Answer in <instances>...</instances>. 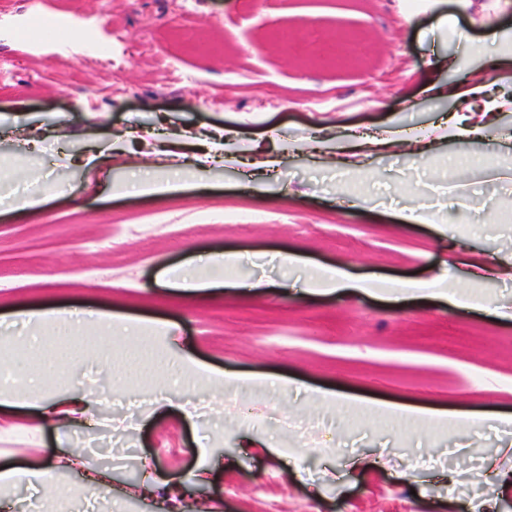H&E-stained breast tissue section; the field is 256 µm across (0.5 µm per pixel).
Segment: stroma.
Wrapping results in <instances>:
<instances>
[{
	"label": "stroma",
	"mask_w": 512,
	"mask_h": 512,
	"mask_svg": "<svg viewBox=\"0 0 512 512\" xmlns=\"http://www.w3.org/2000/svg\"><path fill=\"white\" fill-rule=\"evenodd\" d=\"M32 0H0V171L34 208L0 211V317L21 308L90 304L144 322L167 320L161 353L253 380L218 399L195 389V418L153 409L169 385L118 340L112 363L84 354L82 392L109 390L93 425L70 444L112 466L126 512H152L137 493L145 470L188 477L198 448L219 478L188 486L187 502L214 512H512V486L487 480L512 467V320L438 298L302 295L285 267L259 252L364 278L420 281L450 270L454 288L512 309L511 280H475L454 264L450 241L512 256V80L496 62L512 31V0H41L62 21L56 36L26 35ZM193 39H186L183 27ZM358 59L325 57L340 37ZM121 69L105 77L98 52ZM178 75L159 71L162 57ZM479 81L501 109L483 141L462 146L441 123L458 114L432 82ZM420 134L423 155L402 147L362 159L356 173L322 165L316 143ZM222 137L224 158L172 194L120 196L140 164L179 165ZM41 148L27 150L26 140ZM106 150L96 168L86 150ZM422 208L425 224L404 209ZM444 224L447 235L436 227ZM227 250L240 260L202 291L169 286L166 270L199 266ZM251 283L241 294L239 282ZM131 374L121 382L111 371ZM274 375L291 394L260 385ZM374 401L344 418L319 393ZM448 411L389 432L384 405ZM262 438L273 451L244 447ZM57 445L30 422L0 419V448L47 459Z\"/></svg>",
	"instance_id": "stroma-1"
}]
</instances>
